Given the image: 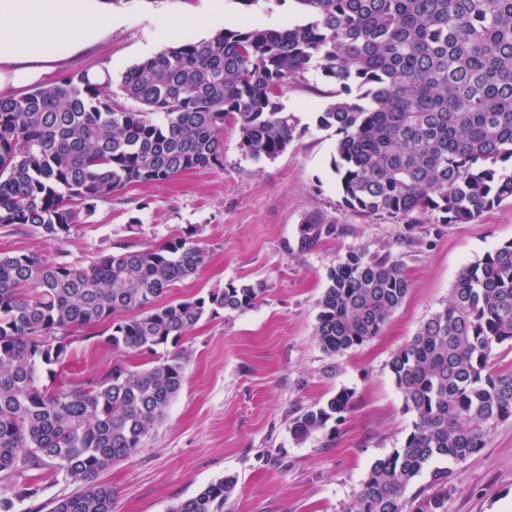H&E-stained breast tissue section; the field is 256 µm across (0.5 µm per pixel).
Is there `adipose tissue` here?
I'll return each instance as SVG.
<instances>
[{
  "instance_id": "adipose-tissue-1",
  "label": "adipose tissue",
  "mask_w": 512,
  "mask_h": 512,
  "mask_svg": "<svg viewBox=\"0 0 512 512\" xmlns=\"http://www.w3.org/2000/svg\"><path fill=\"white\" fill-rule=\"evenodd\" d=\"M95 0H0V89L35 82L112 31Z\"/></svg>"
}]
</instances>
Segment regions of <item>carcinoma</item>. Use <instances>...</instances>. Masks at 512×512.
I'll use <instances>...</instances> for the list:
<instances>
[{
	"instance_id": "carcinoma-1",
	"label": "carcinoma",
	"mask_w": 512,
	"mask_h": 512,
	"mask_svg": "<svg viewBox=\"0 0 512 512\" xmlns=\"http://www.w3.org/2000/svg\"><path fill=\"white\" fill-rule=\"evenodd\" d=\"M303 20L226 28L169 46L129 68L121 96L112 76L69 74L51 86L0 97V225L31 226L66 239L96 202L184 172L221 169L224 123L241 150L273 160L297 134L281 103L290 80L315 71L333 86L319 126L336 132L332 159L342 203L364 216L418 224L437 215L467 224L512 200V0H294ZM206 250L191 236L106 253L90 266L0 254V473L52 461L74 486L51 512H112L100 479L141 447L184 379L182 362L158 359L131 371L50 389L41 373L68 357L56 331L110 322L118 351L154 356L203 315L252 307L262 285L229 282L205 297L161 301L196 276ZM314 329L331 355L380 335L410 290L390 255L351 251L327 274ZM118 310L137 315L111 321ZM512 343V242L465 266L448 302L389 367L414 416L404 445L375 460L347 512H448L452 472L435 459L479 453L512 418V371L492 363ZM353 394L341 390L301 411L297 441L342 420ZM227 477L171 512H224ZM37 490L16 485L0 512Z\"/></svg>"
}]
</instances>
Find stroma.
<instances>
[{
	"label": "stroma",
	"mask_w": 512,
	"mask_h": 512,
	"mask_svg": "<svg viewBox=\"0 0 512 512\" xmlns=\"http://www.w3.org/2000/svg\"><path fill=\"white\" fill-rule=\"evenodd\" d=\"M201 6L202 0H116L111 10L119 25L61 62L55 75L108 67L120 82L130 67L164 49L159 28L165 15ZM300 19L293 0H256L249 7L224 0L228 28ZM326 88L311 73L284 94L283 104L300 123L276 159L246 156L228 124L223 168L133 186L97 202L63 243L48 242L32 227L0 225V253L81 266L108 252L192 234L206 249L207 263L196 277L168 288L165 298L173 302L231 281L265 285L251 308L204 315L178 344L163 348V355L181 358L183 385L141 448L104 473L112 512H169L227 476L237 485L224 512H346L372 463L402 446L411 429L390 359L446 303L465 265L512 241L511 200L469 224H398L343 206L331 165L337 137L316 123ZM313 222L334 231L302 246L303 229ZM351 250L399 259L411 288L380 336L330 355L314 335L319 301L328 269ZM107 335L103 324L67 331L69 357L58 374H43L42 384L67 387L118 362L147 367L148 357L112 349ZM342 389L353 394L343 420L295 441L293 417ZM451 469L448 512H503L512 505V418L490 433L479 454ZM15 484L38 490L17 512H48L70 491L62 472L49 465L0 478V494Z\"/></svg>",
	"instance_id": "1"
}]
</instances>
